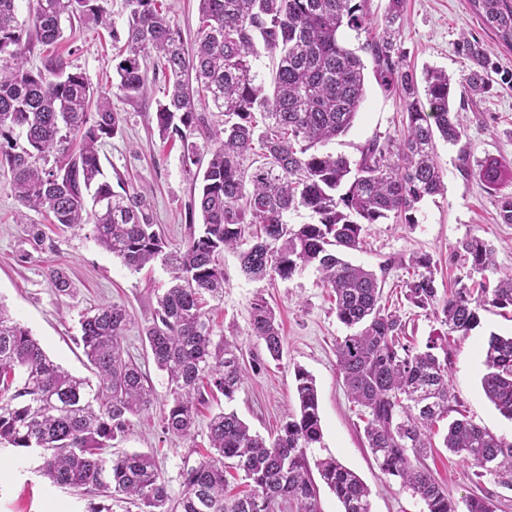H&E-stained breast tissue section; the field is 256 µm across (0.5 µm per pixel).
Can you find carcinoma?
I'll return each mask as SVG.
<instances>
[{"label": "carcinoma", "mask_w": 512, "mask_h": 512, "mask_svg": "<svg viewBox=\"0 0 512 512\" xmlns=\"http://www.w3.org/2000/svg\"><path fill=\"white\" fill-rule=\"evenodd\" d=\"M16 2L0 0V167L11 173L24 208L68 228L92 225L97 244L132 270L157 260L170 268L172 285L145 329L155 365L168 379L163 432L192 435L199 408L217 394L233 401L244 377L241 346L216 336L204 306L205 296L224 294L215 255L236 253L247 280L287 281L312 266L334 296L338 321L350 329L336 339L337 367L363 411L364 435L380 469L399 479L424 512H495L489 495L456 502L425 459L436 423L450 412L448 337H467L482 309L512 310V272L493 282L484 278L476 288L460 279L441 297L433 257H409L403 296L443 327L418 350L403 342L399 310L381 303L389 265L378 275L342 258L359 248L366 224L391 217L409 227L418 223V204L444 192L436 138L455 143L464 131L461 112L453 110V77L437 68L419 75L407 64L402 0H387L380 24L369 18L365 0H199L200 25L189 51L159 0H126L121 33L103 0H29L26 26L17 20ZM469 2L484 28L512 48V0ZM71 18L110 29L121 42L112 57V86L124 96L143 93L150 59L166 79L156 127L161 139L181 142L182 164L198 183L190 210L202 216L199 231L174 250L154 229L144 194L118 172L115 187L104 175L99 147L120 130L110 98L94 96L83 73L61 58L46 59L40 69L26 65L30 43L61 40L63 20ZM346 30L365 40L350 47ZM459 50L472 62L465 92H486L487 49L464 35ZM263 53L275 62L269 87L255 70ZM367 60L379 86L400 93L406 120L398 135L369 141L353 163L317 146L352 127L366 99ZM211 106L224 113L221 129L207 120ZM478 174L498 193L501 223L512 224V191L501 192L512 176L495 160L480 164ZM301 209L313 223L291 222ZM456 252L469 280L496 269L494 248L477 235L460 241ZM49 279L58 293H72L62 271L50 270ZM129 321L117 303L82 316L80 345L92 382L53 361L0 303V443L40 449V470L54 485L101 498L88 512H112L108 501L117 496L140 512H276L283 501L296 512H321L307 457L308 449L323 445L318 391L299 367L298 411L277 436L268 441L251 433L233 410L214 414L210 452L182 470L176 495L153 456L112 451L132 418L156 402L141 368L124 357ZM250 335L279 359L283 337L262 296L253 303ZM483 364L484 395L512 420V336L491 334ZM442 447L476 477L489 474L512 489V440L463 415L447 426ZM228 463L248 481L241 496L225 492ZM315 467L342 512H372L370 491L354 471L332 457Z\"/></svg>", "instance_id": "carcinoma-1"}]
</instances>
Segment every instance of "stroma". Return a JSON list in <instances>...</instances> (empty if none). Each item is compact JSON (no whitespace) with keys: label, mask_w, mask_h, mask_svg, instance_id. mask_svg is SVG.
I'll return each mask as SVG.
<instances>
[{"label":"stroma","mask_w":512,"mask_h":512,"mask_svg":"<svg viewBox=\"0 0 512 512\" xmlns=\"http://www.w3.org/2000/svg\"><path fill=\"white\" fill-rule=\"evenodd\" d=\"M64 28V37L57 43H34L27 55L28 67H41L48 56L63 57L86 75L96 92L109 96L122 123L119 133L100 148L103 170L108 175L120 171L133 185L144 188L157 229L170 246H178L189 232L188 204L194 181L182 165L180 144L162 140L156 129L162 80H149L143 95L126 98L112 85L113 48L108 32L76 18ZM464 35L488 46L500 76L484 95L464 99L460 140L436 143L444 193L421 203L414 228L392 220L365 225L360 248L345 254L346 260L374 271L388 265L383 301L400 308L407 334L419 347L441 326L434 316L407 306L402 296L398 283L406 274L403 263L410 255L433 256L438 268L436 285L443 294L466 275L454 252L468 236L489 241L498 269L512 271V224L501 223L497 196L476 171L487 159L512 169V49L499 45L483 28L469 0H404L402 47L416 71L438 67L458 77L466 75L469 62L457 52ZM367 85L366 100L353 127L327 146L328 151L354 161L368 141L396 134L405 112L398 94L385 93L372 79ZM465 156L472 165L467 173L461 170ZM22 211L9 174L0 171V302L29 328L52 359L82 377L91 374L79 344L82 314L109 301L125 305L131 320L123 346L147 376L159 404L165 401L167 377L153 361L144 329L152 321L158 296L169 286L166 268L157 262L131 271L94 241L89 227L50 224L31 211L26 213L28 221L40 224L45 234L44 249H33L19 222ZM218 261L224 268V296L208 301L207 308L216 334L236 339L243 349L245 377L234 400L228 403L219 396L202 406L191 438L162 433L158 405L133 418L128 434L115 441L116 451L153 455L172 492H179L183 467L195 464L208 443L212 414L234 409L253 431L274 437L282 420L297 408L293 372L300 366L316 381L324 433L322 447L311 449L309 458L331 456L357 473L371 491L373 512H422V504L373 459L360 409L351 402L336 368V339L346 329L337 320L332 298L315 268H306L287 281H250L242 276L235 254L222 253ZM51 267L69 275L74 295L62 296L52 288L47 275ZM259 296L274 308L281 325L283 352L278 361L249 334L252 303ZM479 318L468 337L454 335L448 341L450 405L480 426L511 439L512 422L501 416L482 391L481 349L490 334L512 335V313L503 316L483 310ZM427 463L453 498L491 494L497 512H512V491L498 488L492 476L475 477L447 449H435ZM40 464L37 452L0 445V512H86L87 496L54 486L40 474Z\"/></svg>","instance_id":"1"}]
</instances>
